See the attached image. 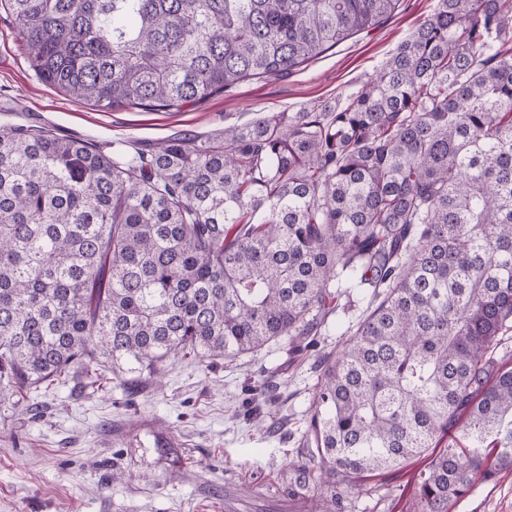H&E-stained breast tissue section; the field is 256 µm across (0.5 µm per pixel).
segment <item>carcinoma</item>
<instances>
[{"instance_id":"cac0c4a2","label":"carcinoma","mask_w":512,"mask_h":512,"mask_svg":"<svg viewBox=\"0 0 512 512\" xmlns=\"http://www.w3.org/2000/svg\"><path fill=\"white\" fill-rule=\"evenodd\" d=\"M401 0H0L32 69L101 109L180 111L287 74ZM115 156L0 126V394L80 368L234 360L307 340V461L288 494L346 512L424 460L417 512L512 469V0H436L362 88ZM437 448L434 454L431 449Z\"/></svg>"}]
</instances>
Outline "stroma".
Here are the masks:
<instances>
[{"instance_id": "35a3bbf8", "label": "stroma", "mask_w": 512, "mask_h": 512, "mask_svg": "<svg viewBox=\"0 0 512 512\" xmlns=\"http://www.w3.org/2000/svg\"><path fill=\"white\" fill-rule=\"evenodd\" d=\"M402 0L395 16L283 77L246 81L178 112L104 110L45 83L0 9V125H45L107 150L208 136L257 112H293L360 87L433 10ZM315 357L281 343L216 365L171 359L156 379L82 374L0 398V512H314L289 497L303 460ZM125 474L113 481V470ZM412 469L369 479L351 512H416ZM455 512H512V471L481 484Z\"/></svg>"}]
</instances>
